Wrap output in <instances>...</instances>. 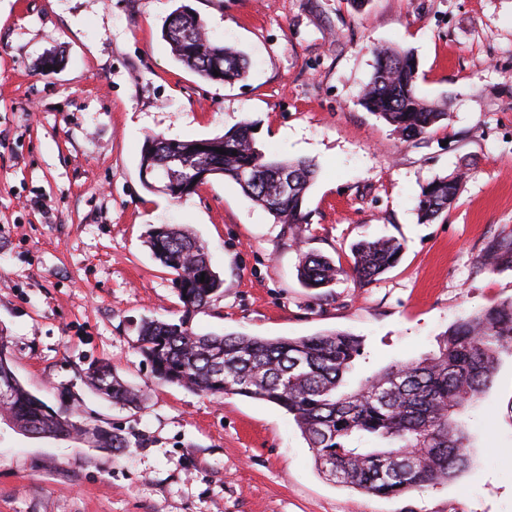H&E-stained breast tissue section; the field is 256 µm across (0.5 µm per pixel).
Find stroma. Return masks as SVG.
Returning <instances> with one entry per match:
<instances>
[{
    "instance_id": "obj_1",
    "label": "stroma",
    "mask_w": 512,
    "mask_h": 512,
    "mask_svg": "<svg viewBox=\"0 0 512 512\" xmlns=\"http://www.w3.org/2000/svg\"><path fill=\"white\" fill-rule=\"evenodd\" d=\"M248 61L206 80L162 28L178 7ZM412 51L417 90L447 120L408 141L359 92L373 46ZM250 123L257 148L307 159L318 177L302 238L218 176L176 202L146 189L147 137L192 141ZM468 173L447 216L420 223L422 187ZM179 224L224 281L188 315L146 244ZM394 238L398 263L362 286L314 291L302 252L349 267L352 244ZM512 238V0H0V332L18 379L129 447L34 438L0 424V512H512V355L465 420L471 469L376 497L327 480L291 415L238 395L161 384L137 345L147 319L199 333L364 337L358 373L436 352L464 313L512 299V267L480 257ZM106 362L144 394L112 404L90 387Z\"/></svg>"
}]
</instances>
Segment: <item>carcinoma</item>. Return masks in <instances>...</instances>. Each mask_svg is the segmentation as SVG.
<instances>
[{
    "mask_svg": "<svg viewBox=\"0 0 512 512\" xmlns=\"http://www.w3.org/2000/svg\"><path fill=\"white\" fill-rule=\"evenodd\" d=\"M162 36L180 63L207 80L231 82L247 72L241 52L211 41L205 22L181 8L169 15ZM373 56V74L359 94L368 111L409 140L445 119L446 112L417 92L412 52L376 47ZM196 167L235 181L292 236L300 235L305 195L317 173L313 162L265 157L245 123L213 139L175 141L153 135L141 153L140 170L177 180ZM282 171L295 175L286 195L277 184ZM464 177L460 169L423 187L416 204L420 222H432L451 208ZM147 243L174 275L186 312L207 307L223 288L205 246L183 228L159 224ZM402 250L393 238L360 240L351 247L348 271L358 283L370 284L398 262ZM481 261L492 269L512 264V239L490 245ZM348 271L324 255L302 253L300 277L308 288H326ZM138 342L158 382L207 396L240 395L276 404L293 416L319 471L369 495L398 497L451 482L471 467L469 433L460 416L490 387L500 356L512 354V300L459 318L440 339L438 352L357 379L352 374L365 345L348 332L298 338L199 334L182 317L143 321ZM87 379L116 404L141 399L106 363L90 367ZM1 383L8 384L10 393L0 400V420L11 421L19 432L54 439L81 436L106 450L128 445L126 438L79 417L76 410L54 411L29 391L12 369L2 335Z\"/></svg>",
    "mask_w": 512,
    "mask_h": 512,
    "instance_id": "1",
    "label": "carcinoma"
}]
</instances>
